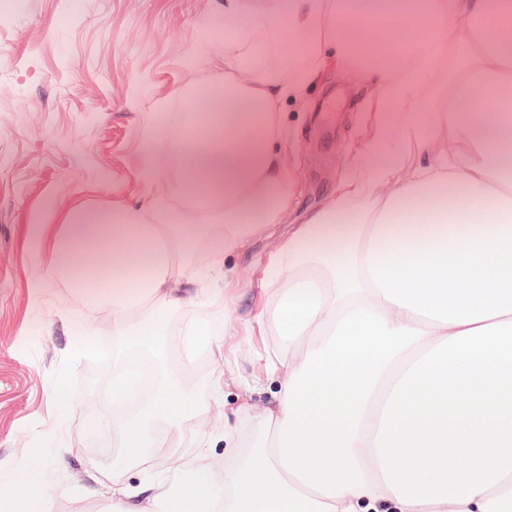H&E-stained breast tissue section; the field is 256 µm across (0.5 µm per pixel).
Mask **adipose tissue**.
I'll list each match as a JSON object with an SVG mask.
<instances>
[{
  "mask_svg": "<svg viewBox=\"0 0 512 512\" xmlns=\"http://www.w3.org/2000/svg\"><path fill=\"white\" fill-rule=\"evenodd\" d=\"M220 23L210 48L224 78L204 89L220 111L149 121L139 141L144 181H167L180 214L160 217L152 199L32 225L53 256L34 294L60 278L111 307L122 349L162 342L189 366L199 347L220 349L204 319L171 326L181 287L222 277L225 256L289 211L279 102L328 56L363 61L382 115L335 198L290 224L263 270L253 328L276 390L254 434L224 429V512H512V0H224ZM366 25L410 27L424 46L363 44ZM259 27L288 38V74L240 51ZM451 35L469 52L455 81L431 111L394 123L436 78ZM407 146L420 162L400 181ZM106 253L125 260L92 264ZM138 389L134 374L113 377L121 416L86 427L112 431L116 500L124 466L168 447L200 409L163 379L126 410ZM43 480L26 460L0 500L52 512ZM214 495L200 452L141 512H210Z\"/></svg>",
  "mask_w": 512,
  "mask_h": 512,
  "instance_id": "adipose-tissue-1",
  "label": "adipose tissue"
}]
</instances>
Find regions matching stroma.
Masks as SVG:
<instances>
[{
  "label": "stroma",
  "instance_id": "obj_1",
  "mask_svg": "<svg viewBox=\"0 0 512 512\" xmlns=\"http://www.w3.org/2000/svg\"><path fill=\"white\" fill-rule=\"evenodd\" d=\"M224 0H0V479L28 457L41 460L52 512H112V469L91 459L84 426L102 411L111 362L81 354L69 315L80 316L93 343H111L112 313L85 306L62 280L41 297L32 279L51 254L29 235L33 224H59L75 207L109 209L147 199L141 178V130L155 104L204 113L207 99L180 105L185 89L213 81L222 59L210 56L213 23ZM374 90L358 63L332 66L278 110L291 148L287 179L294 220L334 195L360 138L371 128ZM281 226L231 257L234 302L174 310L171 325L197 315L216 326L243 325L262 307L261 276ZM259 338L226 340L224 352L183 369L177 352L161 359L198 395L201 411L171 429V446L128 467L129 504L175 476L198 438L224 471V422L236 420L239 396L270 401L254 359Z\"/></svg>",
  "mask_w": 512,
  "mask_h": 512
}]
</instances>
